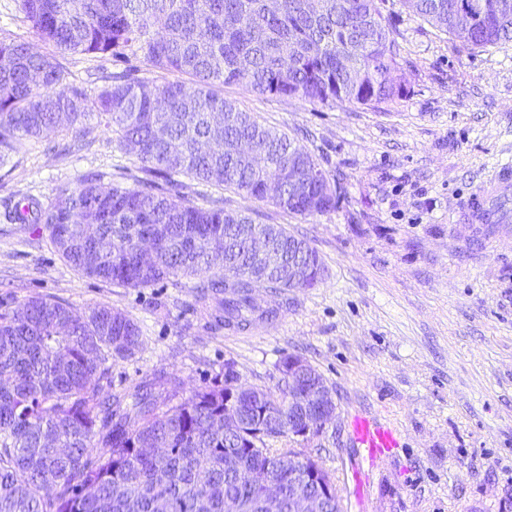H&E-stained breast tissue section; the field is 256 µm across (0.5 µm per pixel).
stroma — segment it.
Returning <instances> with one entry per match:
<instances>
[{"mask_svg": "<svg viewBox=\"0 0 512 512\" xmlns=\"http://www.w3.org/2000/svg\"><path fill=\"white\" fill-rule=\"evenodd\" d=\"M409 94L378 107L308 103L255 94L241 83L216 93L262 124L298 139L339 179L335 211L294 215L236 189L183 177L192 203L258 212L306 237L325 274L289 291L276 319L225 329L216 302H198L195 278L125 288L66 262L40 224H14L9 202L52 204L88 174L136 185L141 163L114 128L50 130L0 166V311L52 297L77 312L109 304L140 327L142 346L112 365L106 393H134L155 373L183 393L236 366L247 384L274 386L284 356L310 363L334 390L337 418L300 444L331 477L342 512H512V225L481 237L460 204L499 162L512 161V42L476 48L382 0ZM74 83L95 91L142 58L68 57ZM391 423L399 448L367 465L350 436L352 415Z\"/></svg>", "mask_w": 512, "mask_h": 512, "instance_id": "stroma-1", "label": "stroma"}]
</instances>
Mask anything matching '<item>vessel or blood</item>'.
I'll return each mask as SVG.
<instances>
[{"mask_svg":"<svg viewBox=\"0 0 512 512\" xmlns=\"http://www.w3.org/2000/svg\"><path fill=\"white\" fill-rule=\"evenodd\" d=\"M468 223L493 230L512 223V165L496 168L493 178L471 192L462 205ZM352 438L364 451L368 463H376L399 445L395 428L366 415H355L351 422Z\"/></svg>","mask_w":512,"mask_h":512,"instance_id":"vessel-or-blood-1","label":"vessel or blood"}]
</instances>
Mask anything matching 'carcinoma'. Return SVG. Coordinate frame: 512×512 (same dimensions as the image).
<instances>
[{
  "mask_svg": "<svg viewBox=\"0 0 512 512\" xmlns=\"http://www.w3.org/2000/svg\"><path fill=\"white\" fill-rule=\"evenodd\" d=\"M16 0L45 53L0 34V165L23 141L65 121L106 116L124 149L163 183L103 187L95 175L44 208L16 203L17 224H42L61 257L89 278L150 288L210 270L200 297L224 296V327L245 330L258 311L253 294L301 289L284 262L255 266L254 237L304 266L324 269L317 250L253 212L188 203L186 174L229 184L247 196L303 217L336 210L340 184L286 134L214 92L243 82L262 95L304 102L348 101L377 107L407 92L398 45L379 0ZM416 15L470 46L512 41V0H403ZM475 6L468 28L460 7ZM361 50L360 75L342 66L340 49ZM130 50L154 70L193 77L187 87L155 83L130 71L112 75L93 95L67 83L63 60ZM97 226L96 236L84 225ZM151 238L154 259L139 257ZM140 327L121 310L84 313L50 297L0 312V512H231L269 476L288 482V449L268 442L292 431L288 377L276 389L241 390L224 404L217 381L183 396L159 376L130 397L103 395L110 364L133 357ZM313 386L323 376L306 365Z\"/></svg>",
  "mask_w": 512,
  "mask_h": 512,
  "instance_id": "carcinoma-1",
  "label": "carcinoma"
}]
</instances>
